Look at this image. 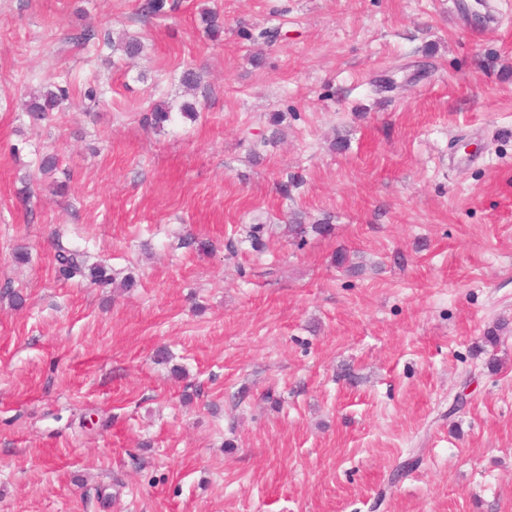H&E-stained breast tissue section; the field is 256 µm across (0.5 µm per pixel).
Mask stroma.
<instances>
[{
  "label": "stroma",
  "instance_id": "1",
  "mask_svg": "<svg viewBox=\"0 0 512 512\" xmlns=\"http://www.w3.org/2000/svg\"><path fill=\"white\" fill-rule=\"evenodd\" d=\"M4 283L0 512H512V0H0ZM113 54L119 53L123 58L133 59L142 55L145 51V44L140 37L135 35H125L112 40ZM70 97L71 85L66 79H62L31 93L26 110L37 119H45L51 112H58ZM56 261L58 275L64 280H69L76 276H87L86 270L88 268L84 265L80 253L76 251L62 250L56 255ZM88 270V275L91 279L99 283L107 284L111 281V277L104 267H93Z\"/></svg>",
  "mask_w": 512,
  "mask_h": 512
}]
</instances>
